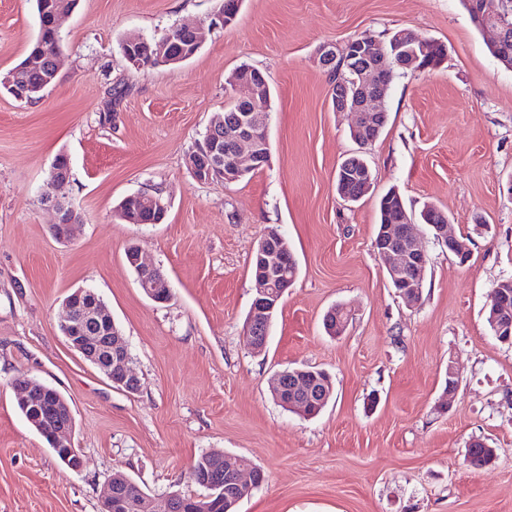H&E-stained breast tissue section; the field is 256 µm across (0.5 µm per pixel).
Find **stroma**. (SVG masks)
I'll use <instances>...</instances> for the list:
<instances>
[{
	"mask_svg": "<svg viewBox=\"0 0 512 512\" xmlns=\"http://www.w3.org/2000/svg\"><path fill=\"white\" fill-rule=\"evenodd\" d=\"M219 5L79 0L60 23V67L44 97L0 88V512H100L117 470L155 502L197 496L189 471L213 450L266 474L237 512H512V347L486 322L494 285L512 277V69L461 0H242L191 59H125L127 38L205 21ZM37 28L35 0H0V78L27 57ZM402 29L448 56L432 70L396 71L385 129L363 151L352 116L332 109L316 49ZM243 64L271 90L270 160L232 184L198 181L186 158ZM358 152L373 185L349 202L336 170ZM61 153L83 217L67 241L53 236L44 204ZM392 188L411 217L435 205L471 241L462 264L417 225L427 268L413 306L374 249L378 200ZM156 189L169 202L163 223L117 217L122 199ZM270 227L298 270L257 354L244 328L254 250ZM132 244L168 278V302L139 287L124 256ZM78 288L120 327L138 392L114 387L62 335V302ZM336 305L351 319L333 338L322 320ZM294 367L331 376L316 417L271 395V377ZM452 367L458 387L443 411ZM21 375L68 401L80 471L18 410ZM475 440L496 449L494 462H467Z\"/></svg>",
	"mask_w": 512,
	"mask_h": 512,
	"instance_id": "obj_1",
	"label": "stroma"
}]
</instances>
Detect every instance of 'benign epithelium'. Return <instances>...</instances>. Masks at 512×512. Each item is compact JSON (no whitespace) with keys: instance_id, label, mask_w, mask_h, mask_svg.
I'll list each match as a JSON object with an SVG mask.
<instances>
[{"instance_id":"1","label":"benign epithelium","mask_w":512,"mask_h":512,"mask_svg":"<svg viewBox=\"0 0 512 512\" xmlns=\"http://www.w3.org/2000/svg\"><path fill=\"white\" fill-rule=\"evenodd\" d=\"M236 14L219 8L208 21L190 27L199 35V42L205 43L214 32L230 25ZM386 52L382 43L372 35L361 37L353 45L350 57L343 62L351 65L358 74V81L352 97L335 95L333 111L348 112L354 117L351 127L354 140L360 148H367L378 140L379 128L372 123V113L382 111L387 97L389 83L384 75L390 73L383 65ZM154 57L164 63H182L184 54L173 49V40L164 37L155 43ZM336 45L324 43L316 54L317 63L323 68L336 64ZM245 70L233 71L226 80V91L234 101L242 104L241 115L228 125L224 117L213 120L206 132L202 145L187 158V166L199 181L220 178L226 183L239 180L250 171L265 166L269 161L267 116L257 113L255 103L261 92L267 88L262 76L244 77ZM68 172L53 161L50 168V182L59 186L56 193L45 198L55 212L51 231L55 238L70 239L75 224L79 223L76 209L62 197L68 186ZM432 228L437 240L452 247L461 258H467L470 247L451 232L447 224H434ZM374 248L384 261L388 279L392 281L409 305L420 299L426 274L427 256L414 225L407 220L403 224L383 225ZM288 246L285 239L274 229H267L258 241L255 255L258 274L255 279V298L246 321V335L251 348L259 353L267 344L268 331L273 313L277 309L284 290L277 289L268 278L266 271L278 265ZM129 257L136 268L145 294L160 303L156 288L164 279L160 269L147 263L140 247L134 245ZM65 311L61 331L69 346L92 360L108 376L109 380L128 392L138 389L139 381L129 366V356L124 340L115 332L114 321L106 312L100 298L86 288H78L63 302ZM494 336L502 342L512 341V305L507 296L496 287L491 293L489 306ZM17 384L23 389L22 404L30 405L37 395L55 396V391L38 385L28 378H21ZM333 393L331 383L324 376L310 369L295 368L276 374L272 382L274 399L301 414L312 406L326 405ZM73 420L65 422L51 419L39 427L40 434L49 447L67 456L73 454L71 432ZM218 468L224 472V483L233 491H250L259 482L260 468L244 462L238 456L226 453L218 457ZM145 497L130 479L114 489L107 482L101 498L104 512H145Z\"/></svg>"}]
</instances>
